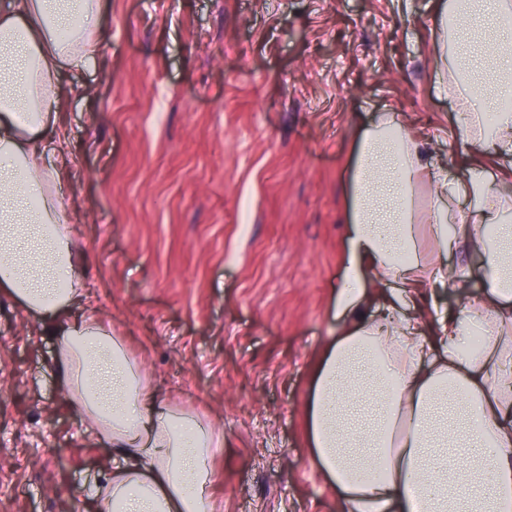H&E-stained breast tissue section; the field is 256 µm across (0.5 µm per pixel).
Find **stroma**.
Masks as SVG:
<instances>
[{
  "instance_id": "obj_1",
  "label": "stroma",
  "mask_w": 512,
  "mask_h": 512,
  "mask_svg": "<svg viewBox=\"0 0 512 512\" xmlns=\"http://www.w3.org/2000/svg\"><path fill=\"white\" fill-rule=\"evenodd\" d=\"M105 2L101 55L66 72L48 149L84 308L221 434L222 512H343L305 413L336 330L354 136L395 112L429 160L466 164L432 76L434 0ZM444 263L429 315L483 291L480 252ZM54 349L0 299V512H79L114 460L57 390Z\"/></svg>"
}]
</instances>
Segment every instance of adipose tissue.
<instances>
[{"mask_svg": "<svg viewBox=\"0 0 512 512\" xmlns=\"http://www.w3.org/2000/svg\"><path fill=\"white\" fill-rule=\"evenodd\" d=\"M102 16V0H0V296L53 336L59 391L112 445L93 512H215L223 438L153 392L94 314L72 312L85 286L46 140L64 137L61 72L97 59ZM432 23L435 83L473 165L449 177L392 112L357 135L339 329L307 406L314 460L346 512H512V178L484 164L512 159V110L497 107L512 97V0H436ZM426 237L483 254L482 295L430 318L418 290L447 270L425 259Z\"/></svg>", "mask_w": 512, "mask_h": 512, "instance_id": "adipose-tissue-1", "label": "adipose tissue"}]
</instances>
